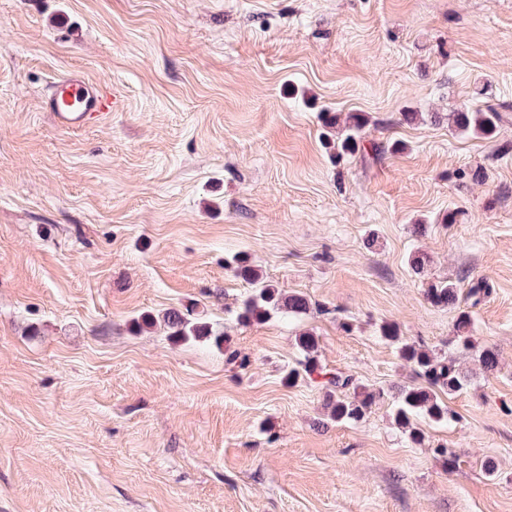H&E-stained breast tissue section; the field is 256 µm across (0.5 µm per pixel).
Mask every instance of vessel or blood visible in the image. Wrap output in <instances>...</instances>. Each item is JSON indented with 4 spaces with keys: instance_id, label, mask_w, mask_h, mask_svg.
Segmentation results:
<instances>
[{
    "instance_id": "b4317fda",
    "label": "vessel or blood",
    "mask_w": 512,
    "mask_h": 512,
    "mask_svg": "<svg viewBox=\"0 0 512 512\" xmlns=\"http://www.w3.org/2000/svg\"><path fill=\"white\" fill-rule=\"evenodd\" d=\"M117 101L104 94L100 82L72 69L54 80L42 107L55 126L65 131L85 129L90 122L111 115Z\"/></svg>"
}]
</instances>
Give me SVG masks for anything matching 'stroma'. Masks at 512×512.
Segmentation results:
<instances>
[{"label": "stroma", "mask_w": 512, "mask_h": 512, "mask_svg": "<svg viewBox=\"0 0 512 512\" xmlns=\"http://www.w3.org/2000/svg\"><path fill=\"white\" fill-rule=\"evenodd\" d=\"M74 67L119 101L76 133L41 106ZM483 105L493 139L449 127ZM325 112L405 148L332 157ZM240 254L307 313L239 323ZM171 307L227 347L135 328ZM387 322L471 378L420 444ZM307 330L377 393L363 422L287 382ZM0 512H512V0H0ZM457 283L450 280H442L431 283L425 290V298L435 306L456 307L459 301ZM472 321L468 312L462 310L459 312L455 322V341L457 347L463 350H473L475 348L472 339Z\"/></svg>", "instance_id": "obj_1"}]
</instances>
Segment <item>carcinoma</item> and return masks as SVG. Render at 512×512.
<instances>
[{
    "label": "carcinoma",
    "mask_w": 512,
    "mask_h": 512,
    "mask_svg": "<svg viewBox=\"0 0 512 512\" xmlns=\"http://www.w3.org/2000/svg\"><path fill=\"white\" fill-rule=\"evenodd\" d=\"M498 121L499 113L493 106L484 110H460L448 115V122L455 130L485 139L495 136ZM366 124L363 114L348 113L343 121V137L332 143V147L340 155L361 151ZM234 272L253 286L252 294L244 300L237 312V320L243 324L261 323L282 310L299 315L309 309L305 296H283L280 289L265 281L244 257L235 259ZM425 298L435 306L455 307L459 301L458 285L450 280L434 282L425 290ZM162 321L169 330V336L177 342L212 340L219 343L224 340V335L216 333L210 323L191 317L188 311L170 308L163 312ZM471 329L469 313L460 311L455 322L457 347L468 351L475 348ZM381 336L396 345L399 357L412 364L417 376L423 379L421 384L401 388L394 405L397 425L408 434L411 442L418 444L423 440V434L414 426L415 419L422 416L436 424H447L453 420V412L438 397V392L446 391L450 395L460 392L468 386L469 377L456 365L455 359L404 341L394 323L384 324ZM318 345V337L311 332L298 336L297 347L302 359L298 361V367L288 370V383H294L302 372L309 377L316 374L323 378V386L328 393H336V399L329 401L330 415L334 420L354 423L365 420L371 412L376 395L367 392L351 375L323 370L317 360Z\"/></svg>",
    "instance_id": "obj_1"
}]
</instances>
